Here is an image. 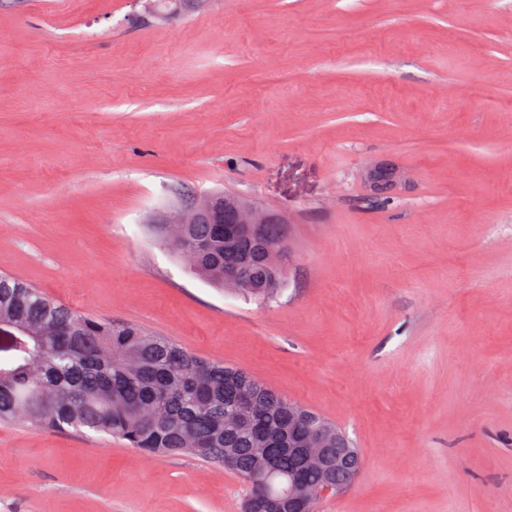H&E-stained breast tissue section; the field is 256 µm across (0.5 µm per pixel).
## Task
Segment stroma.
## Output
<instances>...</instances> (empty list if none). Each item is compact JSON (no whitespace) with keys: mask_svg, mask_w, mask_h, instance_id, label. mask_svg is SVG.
I'll list each match as a JSON object with an SVG mask.
<instances>
[{"mask_svg":"<svg viewBox=\"0 0 512 512\" xmlns=\"http://www.w3.org/2000/svg\"><path fill=\"white\" fill-rule=\"evenodd\" d=\"M0 0V272L250 372L344 430L317 512H512V0ZM396 167L388 206L367 173ZM285 215L269 301L150 218ZM234 472L0 423V512H244Z\"/></svg>","mask_w":512,"mask_h":512,"instance_id":"stroma-1","label":"stroma"}]
</instances>
